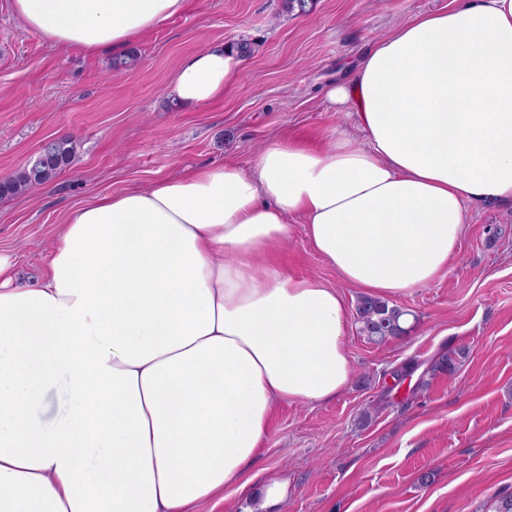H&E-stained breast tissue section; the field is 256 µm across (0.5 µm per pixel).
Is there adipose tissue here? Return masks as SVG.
I'll return each instance as SVG.
<instances>
[{
    "instance_id": "obj_1",
    "label": "adipose tissue",
    "mask_w": 512,
    "mask_h": 512,
    "mask_svg": "<svg viewBox=\"0 0 512 512\" xmlns=\"http://www.w3.org/2000/svg\"><path fill=\"white\" fill-rule=\"evenodd\" d=\"M190 0H10L54 48L123 56ZM215 44L168 97L223 99ZM364 135L270 143L103 194L55 230L41 278L0 247V512H204L249 492L278 405L350 380L335 285L275 254L296 224L341 282L394 297L457 256L471 203L512 200V0H448L329 88ZM60 392L56 417L44 414Z\"/></svg>"
}]
</instances>
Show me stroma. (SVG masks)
<instances>
[{"label":"stroma","mask_w":512,"mask_h":512,"mask_svg":"<svg viewBox=\"0 0 512 512\" xmlns=\"http://www.w3.org/2000/svg\"><path fill=\"white\" fill-rule=\"evenodd\" d=\"M446 0H317L307 15L282 0H192L184 15L138 44V64L64 55L26 31L0 0V178L47 140L80 143L67 169L0 199V245L27 281L49 260L52 230L97 196L145 189L182 169L232 157L252 168L286 134L359 136L353 114L331 112L326 88L347 65L414 13ZM250 40L222 101L183 107L166 86L184 57ZM457 257L425 288L393 297L412 313L407 336L377 345L347 326L352 373L336 398L282 404L256 466L258 491L225 493L215 512H482L512 494V203L469 205ZM288 272L336 283L302 225L278 253ZM465 350L455 380L401 375L404 363ZM369 423H362L364 411ZM287 492L267 503L263 485Z\"/></svg>","instance_id":"35a3bbf8"}]
</instances>
